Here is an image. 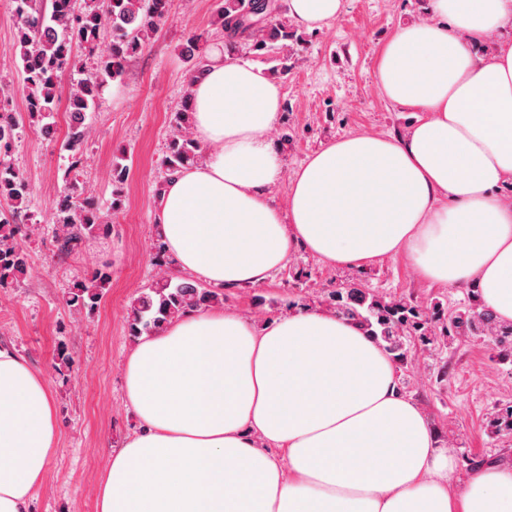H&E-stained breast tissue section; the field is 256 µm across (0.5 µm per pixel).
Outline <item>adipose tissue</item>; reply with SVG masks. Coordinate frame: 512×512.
Returning <instances> with one entry per match:
<instances>
[{
    "instance_id": "1",
    "label": "adipose tissue",
    "mask_w": 512,
    "mask_h": 512,
    "mask_svg": "<svg viewBox=\"0 0 512 512\" xmlns=\"http://www.w3.org/2000/svg\"><path fill=\"white\" fill-rule=\"evenodd\" d=\"M345 0H288L308 30ZM512 0H430L398 27L376 86L417 112L399 137L337 138L294 171L286 207L270 132L282 85L213 46L191 85L203 160L156 203L174 270L213 290L254 287L298 252L360 269L404 254L424 279L477 290L512 322ZM397 363L360 326L295 307L255 328L216 305L185 312L131 349L126 400L139 427L114 449L97 512H512V459L456 462ZM59 439L45 377L0 345V512H31Z\"/></svg>"
}]
</instances>
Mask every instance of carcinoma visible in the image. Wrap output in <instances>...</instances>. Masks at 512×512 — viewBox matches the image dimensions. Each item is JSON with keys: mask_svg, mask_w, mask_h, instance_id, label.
Listing matches in <instances>:
<instances>
[{"mask_svg": "<svg viewBox=\"0 0 512 512\" xmlns=\"http://www.w3.org/2000/svg\"><path fill=\"white\" fill-rule=\"evenodd\" d=\"M171 0H10L16 17V37L11 54L20 64L27 86L26 114L30 123L44 132L54 129V114L61 102L60 78L68 71H83V63L74 49L94 55L101 34L112 35L109 51L97 58V74L80 78L67 94L66 111L87 114L100 99L103 78H122L130 57L159 31L168 17ZM286 5L275 0H222L218 20L224 32V48L236 51L237 38H250V50L257 55L277 54L281 73L288 71L290 42L298 39L283 20ZM209 52L204 34L189 36L182 55L192 63L193 72L201 71ZM190 92H185L171 117L172 133L168 142L166 166L169 174L192 165L202 155L200 143L192 131ZM19 120L0 106V200L8 210H0V287L16 283L25 275L27 253L20 239L38 234L36 224H19L17 217L26 208L30 186L25 177L7 160L17 135ZM87 137L84 125L69 126L66 150L69 164L65 186L59 197L66 204L55 208L54 242L56 251L68 255L89 238L106 235L112 225L103 221L90 196L77 200L76 183L70 178L78 169ZM106 271H96L74 284L67 305L77 312L93 311L110 285ZM477 291L468 290V302L446 315L439 304L422 309L410 300L387 298L355 283L327 293L326 302L336 316L352 321L382 343L399 363L407 360L415 346L426 351L442 343L459 339L483 338L497 349V357L512 362V323L498 322L493 313L477 299ZM224 301V293L165 273L132 299L127 310L130 334L152 335L186 310L206 309ZM497 434H512V402L497 408L488 421Z\"/></svg>", "mask_w": 512, "mask_h": 512, "instance_id": "cac0c4a2", "label": "carcinoma"}]
</instances>
